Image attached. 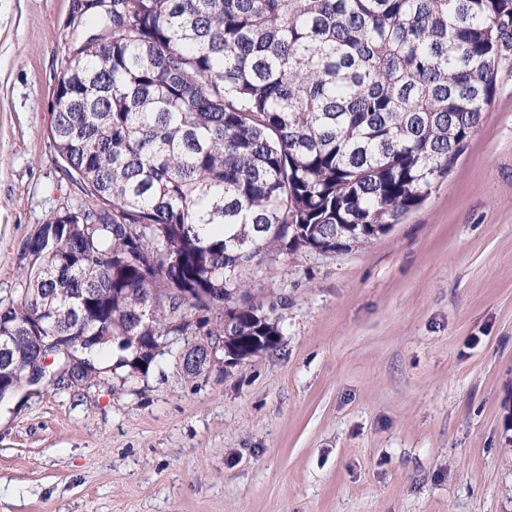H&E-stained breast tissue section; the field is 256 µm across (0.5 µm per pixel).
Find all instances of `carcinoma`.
<instances>
[{
    "label": "carcinoma",
    "instance_id": "cac0c4a2",
    "mask_svg": "<svg viewBox=\"0 0 512 512\" xmlns=\"http://www.w3.org/2000/svg\"><path fill=\"white\" fill-rule=\"evenodd\" d=\"M66 57L50 137L88 201L50 215L0 305L3 387L53 336H100L85 386L206 341L282 336L248 276L383 235L456 166L512 55V0H112ZM183 347L174 348L175 341ZM42 367V366H40ZM42 370H50L45 365Z\"/></svg>",
    "mask_w": 512,
    "mask_h": 512
}]
</instances>
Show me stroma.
Segmentation results:
<instances>
[{
	"mask_svg": "<svg viewBox=\"0 0 512 512\" xmlns=\"http://www.w3.org/2000/svg\"><path fill=\"white\" fill-rule=\"evenodd\" d=\"M79 0H0V302L85 201L50 138ZM282 336L190 378L0 402V512H512V57L447 180L386 235L258 278Z\"/></svg>",
	"mask_w": 512,
	"mask_h": 512,
	"instance_id": "stroma-1",
	"label": "stroma"
}]
</instances>
